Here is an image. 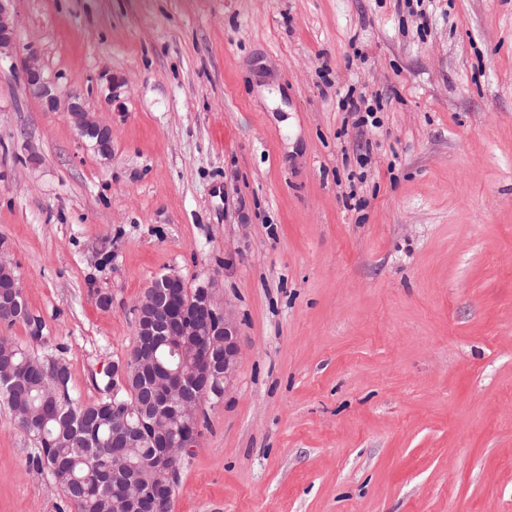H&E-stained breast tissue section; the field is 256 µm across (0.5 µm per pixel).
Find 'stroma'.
<instances>
[{"mask_svg": "<svg viewBox=\"0 0 512 512\" xmlns=\"http://www.w3.org/2000/svg\"><path fill=\"white\" fill-rule=\"evenodd\" d=\"M14 13L0 260L73 397H102L162 274L213 284L238 324L171 512H512V0ZM30 47L110 155L28 95ZM351 88L379 127L354 126ZM34 448L0 404V512H59Z\"/></svg>", "mask_w": 512, "mask_h": 512, "instance_id": "stroma-1", "label": "stroma"}]
</instances>
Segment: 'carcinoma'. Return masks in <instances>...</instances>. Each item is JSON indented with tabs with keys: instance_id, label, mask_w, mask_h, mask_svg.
I'll list each match as a JSON object with an SVG mask.
<instances>
[{
	"instance_id": "obj_1",
	"label": "carcinoma",
	"mask_w": 512,
	"mask_h": 512,
	"mask_svg": "<svg viewBox=\"0 0 512 512\" xmlns=\"http://www.w3.org/2000/svg\"><path fill=\"white\" fill-rule=\"evenodd\" d=\"M209 343L207 336H187L183 348L173 354L162 345L155 357L187 372L200 370L198 354ZM0 358L10 359L22 367L21 377L12 382L0 379V403L14 413L44 409L45 423L38 431H29L36 441L30 461L38 470L48 471L60 485L65 498L76 512H131L121 496L112 494V374L106 372L105 396L83 407L72 398L70 371L60 356L39 355L16 346L7 336H0ZM57 361L59 383L54 388V400H44L42 367L49 360ZM141 381L130 376L129 392L117 402L129 409L141 399ZM159 453V449L140 439L125 449L124 460L130 472L137 471Z\"/></svg>"
}]
</instances>
